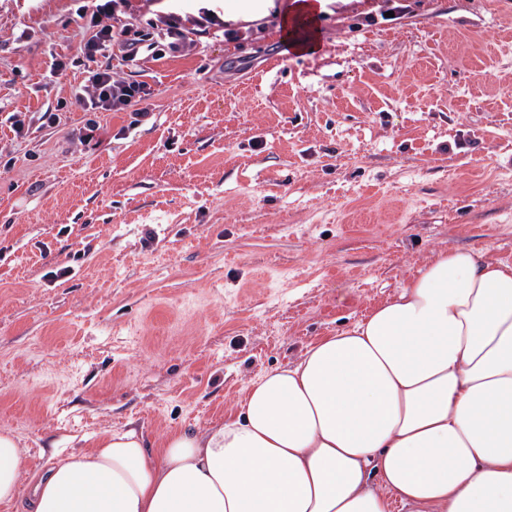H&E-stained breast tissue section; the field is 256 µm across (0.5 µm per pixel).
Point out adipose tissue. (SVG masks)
Segmentation results:
<instances>
[{"mask_svg":"<svg viewBox=\"0 0 512 512\" xmlns=\"http://www.w3.org/2000/svg\"><path fill=\"white\" fill-rule=\"evenodd\" d=\"M512 512V264L437 251L354 325L263 373L215 425L104 431L0 512Z\"/></svg>","mask_w":512,"mask_h":512,"instance_id":"1","label":"adipose tissue"}]
</instances>
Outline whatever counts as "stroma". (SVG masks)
Wrapping results in <instances>:
<instances>
[{"mask_svg": "<svg viewBox=\"0 0 512 512\" xmlns=\"http://www.w3.org/2000/svg\"><path fill=\"white\" fill-rule=\"evenodd\" d=\"M291 3L96 56L140 119L70 106L83 0H0V431L29 470L218 422L434 250L512 263V0H328L296 54Z\"/></svg>", "mask_w": 512, "mask_h": 512, "instance_id": "stroma-1", "label": "stroma"}]
</instances>
